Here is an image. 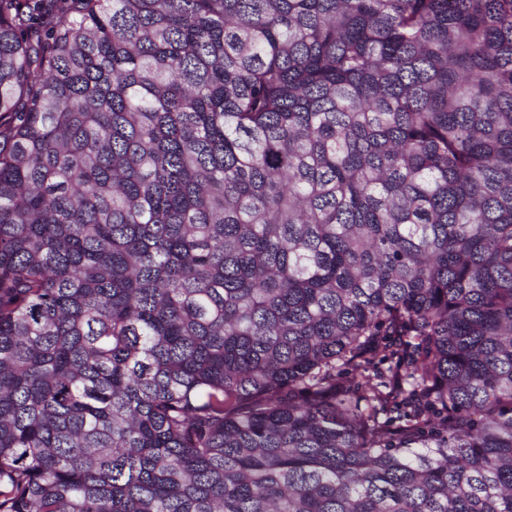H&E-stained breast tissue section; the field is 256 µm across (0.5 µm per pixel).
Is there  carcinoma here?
Listing matches in <instances>:
<instances>
[{
	"label": "carcinoma",
	"mask_w": 512,
	"mask_h": 512,
	"mask_svg": "<svg viewBox=\"0 0 512 512\" xmlns=\"http://www.w3.org/2000/svg\"><path fill=\"white\" fill-rule=\"evenodd\" d=\"M0 512H512V0H0Z\"/></svg>",
	"instance_id": "carcinoma-1"
}]
</instances>
